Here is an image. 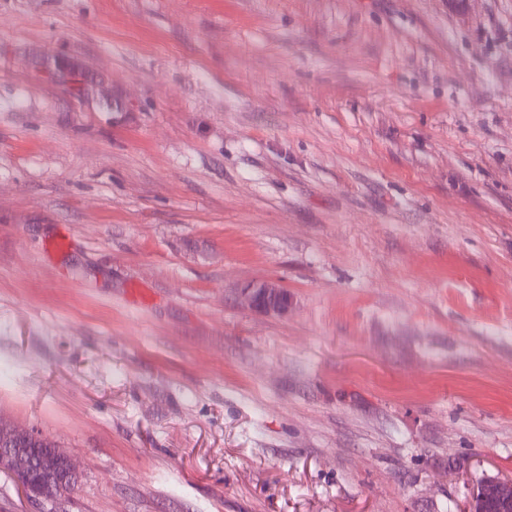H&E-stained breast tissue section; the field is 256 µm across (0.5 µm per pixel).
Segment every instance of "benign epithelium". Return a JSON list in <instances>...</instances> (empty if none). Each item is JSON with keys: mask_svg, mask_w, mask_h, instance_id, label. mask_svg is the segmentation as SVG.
Wrapping results in <instances>:
<instances>
[{"mask_svg": "<svg viewBox=\"0 0 512 512\" xmlns=\"http://www.w3.org/2000/svg\"><path fill=\"white\" fill-rule=\"evenodd\" d=\"M44 70L54 80L73 87L74 76L67 68L45 62ZM244 302L259 312L279 315L288 313L290 298L288 292L273 282L249 285L242 290ZM31 435V430L0 424V436L7 447L0 448V469L12 472L19 482L29 479V473L37 470L42 475L44 490L35 492V497L46 498L47 491L60 476H76L70 458L60 449H50L47 458H36L29 448L19 446ZM467 512H512V481L487 478L477 484L473 491Z\"/></svg>", "mask_w": 512, "mask_h": 512, "instance_id": "1", "label": "benign epithelium"}]
</instances>
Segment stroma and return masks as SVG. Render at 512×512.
I'll return each instance as SVG.
<instances>
[{"label":"stroma","instance_id":"1","mask_svg":"<svg viewBox=\"0 0 512 512\" xmlns=\"http://www.w3.org/2000/svg\"><path fill=\"white\" fill-rule=\"evenodd\" d=\"M0 418L59 512L511 480L512 0H0ZM242 296L244 302L256 311L279 315L288 313V292L273 282L248 285L243 288ZM31 434L32 432L29 429L0 424V435L4 437L3 444L8 445L7 448L0 447V469L12 472L21 485L25 481L28 483L29 472L37 469L42 475L44 492L37 490L31 496L52 500L51 497H47V492L51 489L53 483L59 482L61 475L77 478L76 471L70 458L59 448H52L56 447V444L42 438L39 433V438L42 441L30 442L32 445L30 448L11 447V445L21 443L23 439L29 440L28 437ZM31 448H50L51 455L48 458L37 459L32 454Z\"/></svg>","mask_w":512,"mask_h":512}]
</instances>
